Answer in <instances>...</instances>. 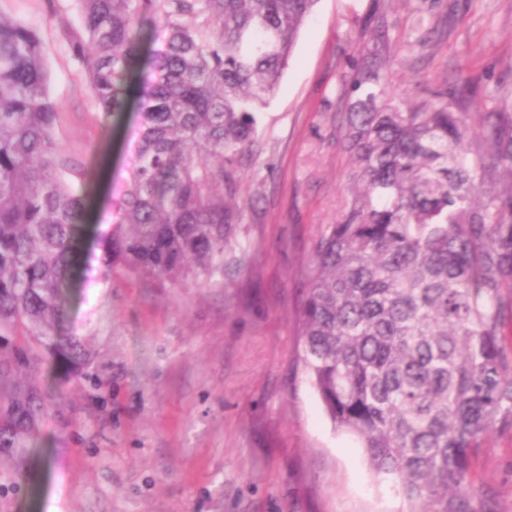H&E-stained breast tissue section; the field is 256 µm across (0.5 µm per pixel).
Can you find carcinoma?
<instances>
[{
    "instance_id": "carcinoma-1",
    "label": "carcinoma",
    "mask_w": 512,
    "mask_h": 512,
    "mask_svg": "<svg viewBox=\"0 0 512 512\" xmlns=\"http://www.w3.org/2000/svg\"><path fill=\"white\" fill-rule=\"evenodd\" d=\"M43 2L101 130L131 103L138 115L99 283L204 284L241 216L236 162L318 0H77L79 26ZM384 81L363 59L339 113L357 173L303 270V361L411 512H448L484 438L512 431V101H478L460 75L425 109L385 99ZM56 117L39 32L0 10V450L22 463L92 377L94 320L60 326L95 172L65 164Z\"/></svg>"
}]
</instances>
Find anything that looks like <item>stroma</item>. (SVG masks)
<instances>
[{
    "label": "stroma",
    "instance_id": "1",
    "mask_svg": "<svg viewBox=\"0 0 512 512\" xmlns=\"http://www.w3.org/2000/svg\"><path fill=\"white\" fill-rule=\"evenodd\" d=\"M0 10L40 33L63 153L97 171L65 325L81 333L98 314L92 367L107 386L100 402L69 388L44 421L49 468L25 474L0 458V512H408L360 441L334 428L305 370L301 271L354 171L337 132L354 62L380 51L389 96L416 104L459 74L512 94V0H318L237 166L244 206L223 272L204 288L127 277L108 290L101 242L136 117L101 133L42 0ZM462 505L512 512V432L485 438L465 491L448 496V512Z\"/></svg>",
    "mask_w": 512,
    "mask_h": 512
}]
</instances>
